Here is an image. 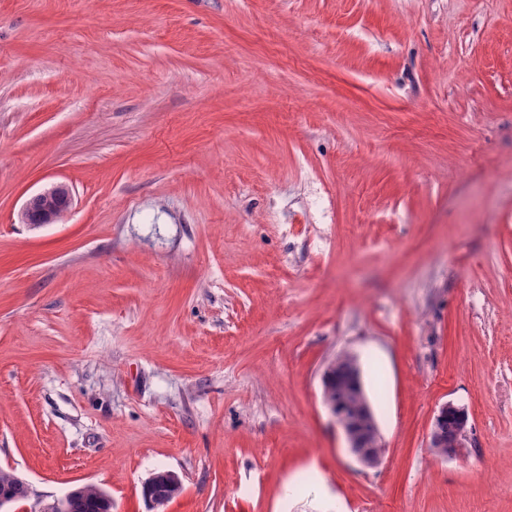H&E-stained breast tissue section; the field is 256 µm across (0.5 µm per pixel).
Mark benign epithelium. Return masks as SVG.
<instances>
[{
    "label": "benign epithelium",
    "mask_w": 512,
    "mask_h": 512,
    "mask_svg": "<svg viewBox=\"0 0 512 512\" xmlns=\"http://www.w3.org/2000/svg\"><path fill=\"white\" fill-rule=\"evenodd\" d=\"M71 205L72 195L69 186L65 183H56L36 193L24 204L20 211V220L23 224H56L69 212ZM332 378L334 368L330 367L324 374L323 399L340 426L351 454L365 467L379 466L383 461L385 445L374 410L362 385L358 360L351 362L346 379L350 391L358 400V406L351 407L347 402L331 397L329 382ZM467 423L464 409L452 403L445 404L435 418L429 435V447H444L445 430L449 427L453 430L454 440L452 448L448 449V456H456L459 450L465 447ZM160 484L170 489L169 499L172 500L180 494L181 481L169 471L154 474L144 484V488L149 491Z\"/></svg>",
    "instance_id": "obj_1"
}]
</instances>
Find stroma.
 <instances>
[{
  "mask_svg": "<svg viewBox=\"0 0 512 512\" xmlns=\"http://www.w3.org/2000/svg\"><path fill=\"white\" fill-rule=\"evenodd\" d=\"M0 467L22 512H512V0H0ZM37 203V208L32 209ZM72 195L65 183H56L33 195L20 211V220L23 224H56L70 210ZM334 378V367H329L324 374L323 399L331 415L340 426L351 454L365 467H377L383 461L385 448L374 410L365 393L361 381V370L357 358L351 364L346 379L350 391L356 396L358 406L350 407L353 397L343 380L336 379L331 384L332 395L345 401L332 398L329 382ZM337 381V382H336ZM467 414L464 408L455 406L452 403L445 404L439 410L435 418L433 428L429 435V448H444L445 430L451 428L454 434L452 448H448V456L439 454L440 457H454L460 448H464L467 437ZM0 492L6 495V501L0 508L8 504H16L27 498L28 487L26 482L15 472L0 469ZM159 484L165 485L171 490L169 500L164 501L162 504L163 506H166L169 501H171L172 499L177 497L180 494V491L182 488V484H181V481L179 480V478L175 474L171 473L170 471H163V472H158V473L154 474L143 486L147 491V499L153 505L156 504V502H155L156 495L151 496L149 494V490H151L154 487H158ZM156 492L158 494L162 495V494L166 493L167 490H165V488L161 486L156 489ZM63 507V512H110L112 501L100 488L95 491L80 486L68 494Z\"/></svg>",
  "mask_w": 512,
  "mask_h": 512,
  "instance_id": "stroma-1",
  "label": "stroma"
}]
</instances>
